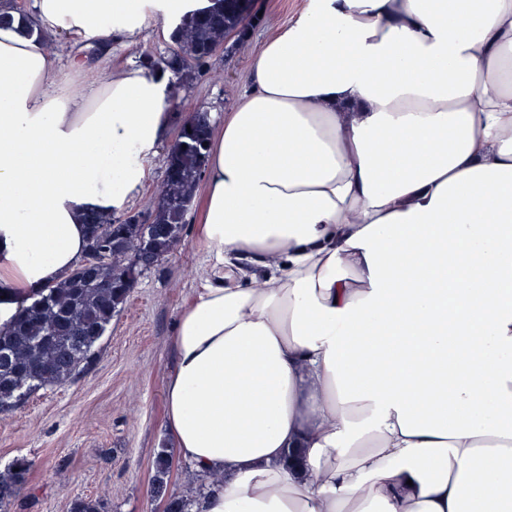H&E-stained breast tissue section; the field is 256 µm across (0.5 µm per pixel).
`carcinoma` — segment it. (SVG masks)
<instances>
[{
  "mask_svg": "<svg viewBox=\"0 0 512 512\" xmlns=\"http://www.w3.org/2000/svg\"><path fill=\"white\" fill-rule=\"evenodd\" d=\"M211 7L184 15L173 36L171 53L153 65L171 71L176 83L190 79L224 49L233 31L243 33L257 18L256 0H210ZM212 121L204 110L181 114L175 144L166 156L165 178L152 223L141 224L130 212L104 219L89 216L90 237L83 258L63 280L43 288L39 298L22 309L7 328H0V414L12 411L37 390L91 370L99 358L100 342L112 319L126 305L144 269L133 261L147 254L163 263L180 243L197 188L206 169ZM112 260L85 269L98 251ZM155 483L161 487L172 468L167 449L155 454ZM32 461L17 457L0 474V505L16 500L29 479ZM202 486L170 498L166 512H192ZM70 512H104L103 504L77 497Z\"/></svg>",
  "mask_w": 512,
  "mask_h": 512,
  "instance_id": "cac0c4a2",
  "label": "carcinoma"
}]
</instances>
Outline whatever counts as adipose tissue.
Here are the masks:
<instances>
[{"label": "adipose tissue", "instance_id": "adipose-tissue-1", "mask_svg": "<svg viewBox=\"0 0 512 512\" xmlns=\"http://www.w3.org/2000/svg\"><path fill=\"white\" fill-rule=\"evenodd\" d=\"M194 0L0 29V326L123 210L170 83L112 69ZM92 36L61 76L50 42ZM211 134L166 422L196 512H512V0H306Z\"/></svg>", "mask_w": 512, "mask_h": 512}]
</instances>
